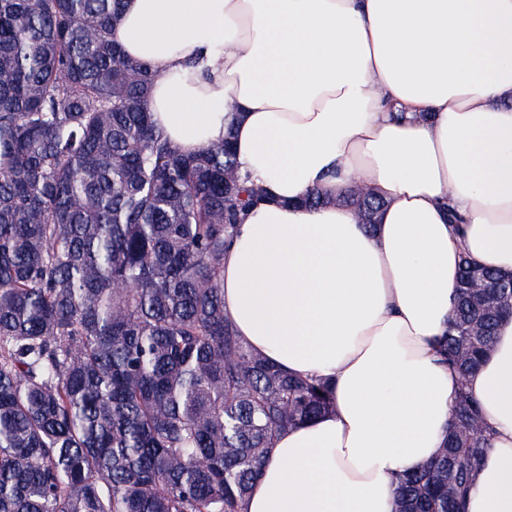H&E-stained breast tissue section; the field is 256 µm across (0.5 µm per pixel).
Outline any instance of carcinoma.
Instances as JSON below:
<instances>
[{
	"label": "carcinoma",
	"mask_w": 512,
	"mask_h": 512,
	"mask_svg": "<svg viewBox=\"0 0 512 512\" xmlns=\"http://www.w3.org/2000/svg\"><path fill=\"white\" fill-rule=\"evenodd\" d=\"M123 0H0V512H242L278 435L328 386L255 355L224 313V248L258 201L230 138L157 132L155 72L112 41ZM346 202L364 224L382 201ZM512 284L464 259L438 352L466 375ZM462 392L397 512H465L486 452Z\"/></svg>",
	"instance_id": "cac0c4a2"
}]
</instances>
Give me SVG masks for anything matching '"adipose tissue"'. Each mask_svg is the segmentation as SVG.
<instances>
[{"label":"adipose tissue","instance_id":"obj_1","mask_svg":"<svg viewBox=\"0 0 512 512\" xmlns=\"http://www.w3.org/2000/svg\"><path fill=\"white\" fill-rule=\"evenodd\" d=\"M112 39L158 74L155 126L185 154L231 137L267 196L224 250L239 336L332 390L244 512H396L463 391L489 427L467 512H512V317L468 378L436 353L463 258L512 274V0H124ZM362 189L356 188L346 197V202L358 211L363 224H375L376 214L382 207V201L372 194H363Z\"/></svg>","mask_w":512,"mask_h":512}]
</instances>
